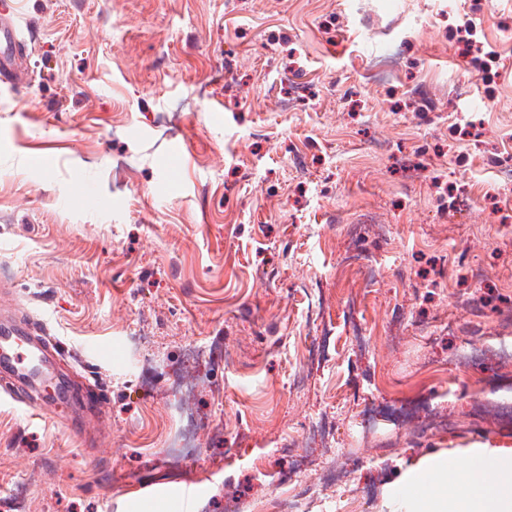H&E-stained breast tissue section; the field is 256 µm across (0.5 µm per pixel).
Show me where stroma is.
Segmentation results:
<instances>
[{"mask_svg": "<svg viewBox=\"0 0 512 512\" xmlns=\"http://www.w3.org/2000/svg\"><path fill=\"white\" fill-rule=\"evenodd\" d=\"M1 12L27 81L0 84V280L46 325L76 399L0 397V512H255L275 490L254 467L290 469L287 442L308 479L336 477L304 512H391L412 469L512 447V416L488 405L512 386V186L491 166L512 159V0ZM382 60L396 73L364 81ZM450 79L464 99L414 105L412 87ZM472 320L483 338L451 333ZM189 347L203 383L187 411L212 426L182 457L168 441L187 427ZM370 407L389 422L363 424ZM327 419L329 448L310 439Z\"/></svg>", "mask_w": 512, "mask_h": 512, "instance_id": "35a3bbf8", "label": "stroma"}]
</instances>
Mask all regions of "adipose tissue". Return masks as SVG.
Here are the masks:
<instances>
[{"label":"adipose tissue","mask_w":512,"mask_h":512,"mask_svg":"<svg viewBox=\"0 0 512 512\" xmlns=\"http://www.w3.org/2000/svg\"><path fill=\"white\" fill-rule=\"evenodd\" d=\"M477 459L466 470L439 460L431 476L413 473L403 512H512V448L485 449Z\"/></svg>","instance_id":"obj_1"}]
</instances>
